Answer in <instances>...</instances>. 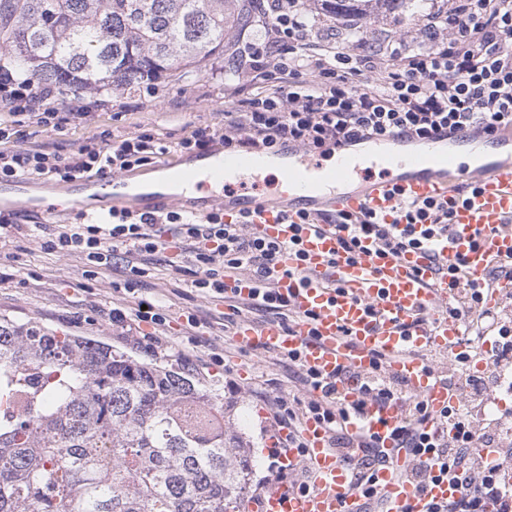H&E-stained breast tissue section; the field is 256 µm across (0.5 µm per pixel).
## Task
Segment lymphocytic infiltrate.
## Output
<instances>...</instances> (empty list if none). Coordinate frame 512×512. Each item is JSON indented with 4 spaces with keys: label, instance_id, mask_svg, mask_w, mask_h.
<instances>
[{
    "label": "lymphocytic infiltrate",
    "instance_id": "obj_1",
    "mask_svg": "<svg viewBox=\"0 0 512 512\" xmlns=\"http://www.w3.org/2000/svg\"><path fill=\"white\" fill-rule=\"evenodd\" d=\"M311 28L299 0H273L263 41L243 49L257 93L241 100L237 111L225 113L223 127L200 125L174 141L151 130L122 135L104 131L65 157L20 147L17 128L26 121L56 128L65 112L74 109L85 115L92 105L65 101L56 108V89L0 78V110L8 114L0 121V181L26 176L66 182L105 169L130 173L165 155L197 154L219 143L265 153L292 144L322 155L399 132L426 141L465 125H480L489 135L512 126V50L504 46L512 34V0H457L450 15L431 18L427 45L399 42L356 58L341 48L311 53ZM402 211L408 222L404 228L368 212L354 219L337 217L345 255L356 258L366 238L394 255L420 249L427 236L443 235L451 224V209L442 202L407 203ZM40 230L44 250L84 256L97 268L110 267L116 258L124 261L130 274L127 291H134L146 264L154 263L159 252L174 248L189 257L187 265L176 268L187 287L205 300H227L225 322L245 310L265 312L285 326L294 320L287 300L275 296L273 284L280 252L297 248V239L283 244L259 236L245 217L225 223L223 209L203 218L179 209L151 214L122 209L77 224H44ZM462 265L458 256L445 265L448 287L457 293L451 311L476 331L493 332L494 340L490 350L469 347L455 356L448 384L458 404L440 413L445 434L428 431L427 403L387 374L378 358L360 384L361 402L352 407L337 401L330 383L322 399L307 400L300 408L275 398L272 421L287 433L284 448L305 455L298 422H322L327 444L345 465L353 489L365 499H376L374 475L384 460L371 446H356L344 422L365 404L399 400L406 406L399 443L417 462L407 470V480L420 493L442 476L458 484L457 496L434 503L431 512H512V429L505 418L489 417L485 409L488 396L502 386L501 363L512 355V325L485 309L483 287L459 280ZM228 277L250 280V294L225 296ZM479 361L485 370L472 373L471 365Z\"/></svg>",
    "mask_w": 512,
    "mask_h": 512
}]
</instances>
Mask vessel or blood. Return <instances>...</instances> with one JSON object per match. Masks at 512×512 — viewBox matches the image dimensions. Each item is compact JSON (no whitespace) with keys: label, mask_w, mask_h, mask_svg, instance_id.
Wrapping results in <instances>:
<instances>
[{"label":"vessel or blood","mask_w":512,"mask_h":512,"mask_svg":"<svg viewBox=\"0 0 512 512\" xmlns=\"http://www.w3.org/2000/svg\"><path fill=\"white\" fill-rule=\"evenodd\" d=\"M488 138L481 128L469 126L439 134L437 149L429 151L410 148L409 138L389 136L378 140L377 155L366 166L349 148L338 150L335 164L326 167L292 147L284 153L283 189L273 196L260 191L266 179L262 154L221 146L161 163L171 180L167 187L132 195L126 191V177L105 170L58 183L55 192L85 214L112 208L147 213L179 203L202 217L220 205L225 222L251 217L254 233L280 241L288 240L292 225L301 224L304 214L369 211L391 223L401 219L400 200L454 201L449 238H431L425 249L398 257L382 254L370 243L360 259L345 260L335 226L301 224L305 260L297 262L294 254L282 252L278 266L285 275L275 284L276 292L300 312V319L287 329L276 321L256 326L240 318L232 333L245 348L298 352L306 368L322 381L336 383L346 405L360 398L358 376L370 369L374 355H383L390 373L437 414L456 404L457 397L421 354L433 346L456 354L462 346L460 323L448 313L452 301L448 279L438 274L435 259L463 255L465 281L484 286L496 261L512 258V128L489 138L503 148L504 155L470 173L476 193L464 202L455 198L460 171L457 146ZM32 186L23 176L1 182L0 214L13 215L20 222L59 217L60 208L49 197L34 193ZM402 423L400 404H371L363 414L349 418L347 429L356 436L372 437L379 452L397 457L403 466L407 460L398 457L396 439ZM302 435L316 476L313 489L274 487L252 512H363L361 499L349 489L346 471L326 446L324 426L307 420ZM376 481L388 512H428L430 502L456 495L452 480L428 485L419 493L386 467L377 472Z\"/></svg>","instance_id":"obj_1"}]
</instances>
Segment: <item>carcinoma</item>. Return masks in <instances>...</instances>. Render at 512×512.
Segmentation results:
<instances>
[{"label":"carcinoma","instance_id":"carcinoma-1","mask_svg":"<svg viewBox=\"0 0 512 512\" xmlns=\"http://www.w3.org/2000/svg\"><path fill=\"white\" fill-rule=\"evenodd\" d=\"M0 0V74L131 92L236 56L261 0ZM335 18L415 0H311ZM214 419L199 424L197 413ZM217 397L94 339L0 319V512H236L252 467Z\"/></svg>","mask_w":512,"mask_h":512}]
</instances>
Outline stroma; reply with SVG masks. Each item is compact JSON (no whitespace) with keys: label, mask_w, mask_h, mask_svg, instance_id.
Masks as SVG:
<instances>
[{"label":"stroma","mask_w":512,"mask_h":512,"mask_svg":"<svg viewBox=\"0 0 512 512\" xmlns=\"http://www.w3.org/2000/svg\"><path fill=\"white\" fill-rule=\"evenodd\" d=\"M454 5L455 0H426L421 9L383 14L367 24L355 18L337 19L315 8L310 15L314 36L360 55L394 40L411 45L419 42L427 15L448 14ZM225 65L224 58H217L206 71L157 87L151 96L139 91L112 95L111 106L93 111L79 124L68 123L58 130L33 124L22 127L19 142L66 156L83 140L104 130L120 135L153 129L174 140L194 126H223L225 113L235 111L239 99L254 91L247 78L225 80ZM38 235L34 226H26L0 249V317L38 324L60 336H89L128 353L132 347L122 329L113 325L112 310L129 309L138 296L157 301L170 315L164 328L169 348L160 365L176 370L179 354L204 358L213 347L221 353L222 363L210 365L199 381L221 399L224 424L252 461V482L278 470L290 481L306 475L302 464L288 467L283 459L271 455L275 439L267 405L275 396L303 397L302 385L293 379L278 353L246 350L230 340L221 325L226 311L223 302L201 300L168 266V259L176 258V250L166 251L165 262L145 276V289L132 295L123 288L128 278L124 264L90 273L81 256L44 252ZM187 311L197 313L200 327L187 329L183 318Z\"/></svg>","instance_id":"35a3bbf8"}]
</instances>
